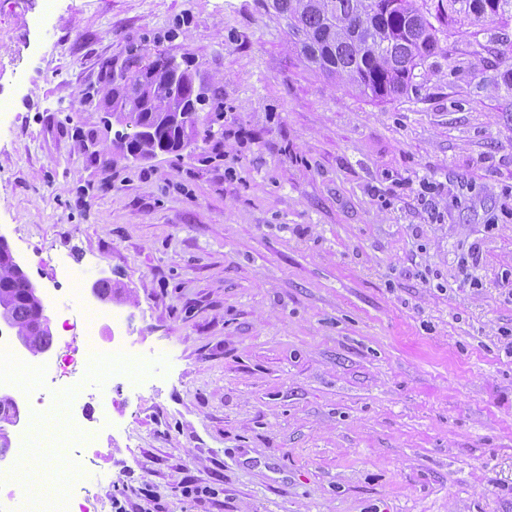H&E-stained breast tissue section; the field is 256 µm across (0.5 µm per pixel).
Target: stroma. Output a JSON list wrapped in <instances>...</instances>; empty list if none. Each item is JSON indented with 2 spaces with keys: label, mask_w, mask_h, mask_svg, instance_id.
<instances>
[{
  "label": "stroma",
  "mask_w": 512,
  "mask_h": 512,
  "mask_svg": "<svg viewBox=\"0 0 512 512\" xmlns=\"http://www.w3.org/2000/svg\"><path fill=\"white\" fill-rule=\"evenodd\" d=\"M39 4L0 0V234L39 297L84 269L51 334L121 314L99 339L142 385L110 374L97 447L12 449L11 472L101 512H512V21L441 28L376 101L261 0H64L36 32ZM167 55L220 104L192 151L127 159L105 71ZM12 373L63 428L62 387Z\"/></svg>",
  "instance_id": "obj_1"
}]
</instances>
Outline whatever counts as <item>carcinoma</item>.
Segmentation results:
<instances>
[{
  "label": "carcinoma",
  "instance_id": "1",
  "mask_svg": "<svg viewBox=\"0 0 512 512\" xmlns=\"http://www.w3.org/2000/svg\"><path fill=\"white\" fill-rule=\"evenodd\" d=\"M384 0H272L276 13L288 21L289 34L309 66L331 78L347 79L358 92L376 100L406 91L422 67L436 51L439 29L421 10L417 0H394L387 9ZM479 0H439L435 18L448 25L474 20ZM487 19L512 18V0H484ZM142 70L134 60L106 73L112 86V102L121 114L123 131L131 134L128 153L135 159L152 155L158 142L167 152L182 151L181 132L176 127L158 131L157 139H144L137 128L152 124L165 112H185L196 124L197 97L194 77L188 67L159 58L146 70L150 91L148 108L136 105L123 75ZM26 285L5 268H0V318L6 327L21 336L33 321L35 304L25 293Z\"/></svg>",
  "mask_w": 512,
  "mask_h": 512
}]
</instances>
